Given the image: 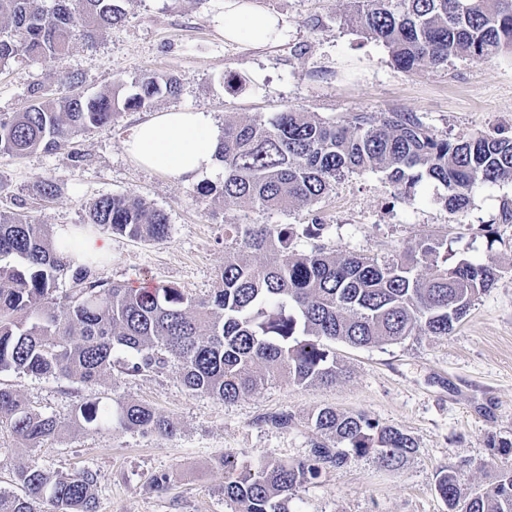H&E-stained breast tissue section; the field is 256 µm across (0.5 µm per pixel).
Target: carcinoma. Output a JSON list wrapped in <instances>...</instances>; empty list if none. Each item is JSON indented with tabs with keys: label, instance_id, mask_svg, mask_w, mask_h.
Here are the masks:
<instances>
[{
	"label": "carcinoma",
	"instance_id": "carcinoma-1",
	"mask_svg": "<svg viewBox=\"0 0 512 512\" xmlns=\"http://www.w3.org/2000/svg\"><path fill=\"white\" fill-rule=\"evenodd\" d=\"M123 0H0V67L18 57L50 61L79 38L96 43L102 31L125 19ZM351 21L366 38L385 46L402 70L439 67L452 59L483 61L512 53V0H349ZM69 93L52 98L41 84L29 87L22 111L0 118V154L77 148L80 136L112 126L119 115L174 95L171 77L144 75L134 92L78 91L79 79L62 75ZM218 183L201 181L194 196L209 205L246 210L309 206L347 175H385L402 194L433 180L440 202L462 212L476 188L512 182V137L437 134L414 112H360L332 123L289 108L268 121H224L216 153ZM53 180H39L33 196L50 200ZM88 225L133 240L161 244L169 236L166 213L132 194L102 196L89 206ZM322 224H226L239 242L206 298L172 285L132 288L97 275L100 260L77 265L70 249L45 224L25 212H0V372L61 377L94 385L112 376L114 357L125 353L128 376L180 368L189 390L235 401L281 379L305 388L333 384L343 374L335 345L399 343L410 336H446L504 268L467 259L449 261L448 238L433 236L388 260L351 252L308 253L292 248L301 237H320ZM424 267L426 273L418 272ZM73 271L70 292L57 295L58 279ZM320 440L302 461L262 460L240 468L224 458V500L231 512H292L296 489L321 474L371 460L396 470L416 451L404 431L363 412L332 407L312 414ZM71 426L100 433L141 432L164 439L175 424L137 401L82 398ZM0 429L24 448H37L64 429L57 418L34 410L16 392L0 387ZM21 493L0 492V512H97V473L49 474L33 463L13 472ZM448 512H512V467H500L486 488L462 492L458 473L437 480Z\"/></svg>",
	"mask_w": 512,
	"mask_h": 512
}]
</instances>
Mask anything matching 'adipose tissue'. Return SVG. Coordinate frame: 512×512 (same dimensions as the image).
Returning a JSON list of instances; mask_svg holds the SVG:
<instances>
[{
	"instance_id": "1",
	"label": "adipose tissue",
	"mask_w": 512,
	"mask_h": 512,
	"mask_svg": "<svg viewBox=\"0 0 512 512\" xmlns=\"http://www.w3.org/2000/svg\"><path fill=\"white\" fill-rule=\"evenodd\" d=\"M281 18L254 0H224V37L256 48L276 45L284 36ZM220 133L209 113L172 111L137 125L125 142L141 166L192 182L213 170Z\"/></svg>"
}]
</instances>
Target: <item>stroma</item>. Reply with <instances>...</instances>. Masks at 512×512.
<instances>
[{
  "instance_id": "1",
  "label": "stroma",
  "mask_w": 512,
  "mask_h": 512,
  "mask_svg": "<svg viewBox=\"0 0 512 512\" xmlns=\"http://www.w3.org/2000/svg\"><path fill=\"white\" fill-rule=\"evenodd\" d=\"M287 25L275 46L255 49L224 38V0H124L126 18L105 29L94 47L74 41L64 55L43 63L22 59L0 68V116L25 104L35 83L56 88L74 74L85 95L130 85L143 74L172 75L179 91L152 107L126 111L112 127L79 140L84 155L36 150L0 155V210L23 211L50 227L83 224L90 204L104 195H136L165 211L170 232L153 244L108 234L112 257L97 273L107 282L138 286L171 283L194 296L216 286L228 224H312L319 241L299 249L392 258L421 239L447 235L457 257L503 266L496 284L445 336H412L395 344L336 346L343 376L332 385L304 388L274 380L233 402L189 391L168 365L137 376L121 373L90 387L65 379L5 372L7 384L34 409L67 420L76 394L136 400L172 419L169 440L131 431L103 434L70 428L34 449L17 447L0 432V491L15 490L13 470L36 461L49 472L91 469L97 474L98 512H230L224 501L223 457L253 464L269 457L308 458L318 433L312 413L323 407L361 411L410 434L417 451L388 471L369 461L322 471L297 488L294 512H448L437 494L438 477L462 472L464 490L487 486L496 463L490 438L512 439V182L477 188L466 211L439 203L444 189L421 182L414 198L396 195L382 174L353 173L313 205L242 211L235 204L199 202L192 185L147 171L128 157L124 142L139 122L161 112L191 109L225 120H269L289 107L329 122L359 112H413L452 137L512 134V55L484 61L454 59L439 68L407 72L382 44L367 40L347 19L346 0H255ZM53 179L59 190L36 202L31 185ZM287 413L281 428L272 416ZM170 474L166 490L154 479Z\"/></svg>"
}]
</instances>
